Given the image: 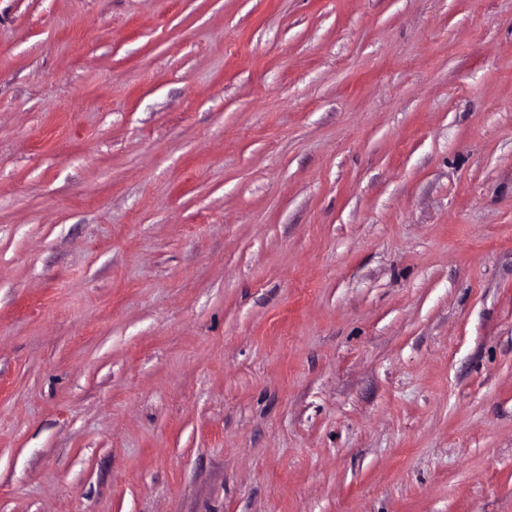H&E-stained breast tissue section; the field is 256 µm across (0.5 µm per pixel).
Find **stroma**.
<instances>
[{"label": "stroma", "mask_w": 512, "mask_h": 512, "mask_svg": "<svg viewBox=\"0 0 512 512\" xmlns=\"http://www.w3.org/2000/svg\"><path fill=\"white\" fill-rule=\"evenodd\" d=\"M0 512H512V0H0Z\"/></svg>", "instance_id": "35a3bbf8"}]
</instances>
